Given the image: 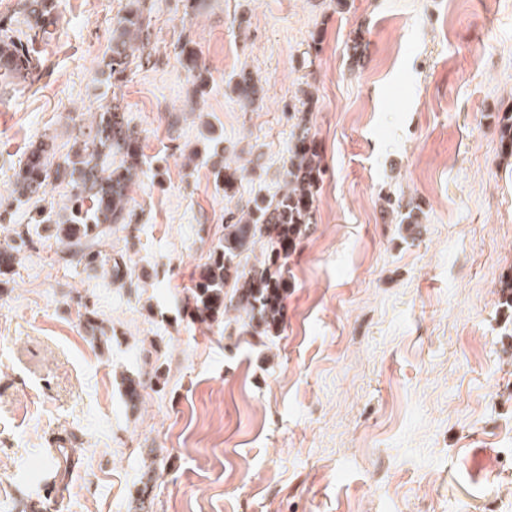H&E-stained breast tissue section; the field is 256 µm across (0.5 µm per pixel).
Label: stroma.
Returning a JSON list of instances; mask_svg holds the SVG:
<instances>
[{"label": "stroma", "instance_id": "35a3bbf8", "mask_svg": "<svg viewBox=\"0 0 512 512\" xmlns=\"http://www.w3.org/2000/svg\"><path fill=\"white\" fill-rule=\"evenodd\" d=\"M125 2L59 0L38 77L0 99L9 223L69 194L6 198L30 142L63 158L74 118L112 100L145 170L132 229L112 234L144 287L60 261L46 235L0 280V512H512V165L495 129L512 113V0H207L191 16L147 0L150 61L113 91L99 77ZM244 73L255 101L234 91ZM293 107L326 174L283 329L192 324L225 212L282 185ZM224 163L247 167L230 198ZM157 367L165 388L128 409L123 376ZM191 42L187 40L179 45V57L183 67L198 82V87H201L205 81L204 71H206V68L200 61L197 51L189 46Z\"/></svg>", "mask_w": 512, "mask_h": 512}]
</instances>
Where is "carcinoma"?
Segmentation results:
<instances>
[{
  "instance_id": "carcinoma-1",
  "label": "carcinoma",
  "mask_w": 512,
  "mask_h": 512,
  "mask_svg": "<svg viewBox=\"0 0 512 512\" xmlns=\"http://www.w3.org/2000/svg\"><path fill=\"white\" fill-rule=\"evenodd\" d=\"M147 0H126L112 31L108 60L102 74L106 83L116 86L130 66L149 62L135 54L136 45L150 40ZM58 0H18L17 11L0 17V95L17 81L34 78L41 60L34 48L37 40L53 38ZM183 67L204 83L205 66L190 41L179 45ZM89 131L78 127L74 137L77 149L53 164L48 145L32 144L10 190L19 201L45 194L54 181L70 186L67 201L39 220L55 226V238L94 270L98 267L121 285L133 284L125 254L112 252V225L128 228L132 209L128 188L142 173L139 138L125 121L122 108L115 104L90 113ZM289 148L283 188L270 199L255 198L242 214L227 213L221 236L209 249L207 262L194 286L189 289L185 307L189 318L208 328L215 324H235L240 333L274 336L283 327L285 300L290 276L288 258L305 238L313 220L317 189L324 175L321 156L307 123L297 124ZM499 156L512 159V113L497 118ZM120 157L117 166L112 158ZM242 168L223 166L214 170L217 186L229 193L235 189ZM9 243L0 248V277L13 272L21 252L33 247L29 225L12 224ZM261 246L262 259L248 265L243 254ZM126 403L137 408L143 402L145 381L137 376L123 379Z\"/></svg>"
}]
</instances>
